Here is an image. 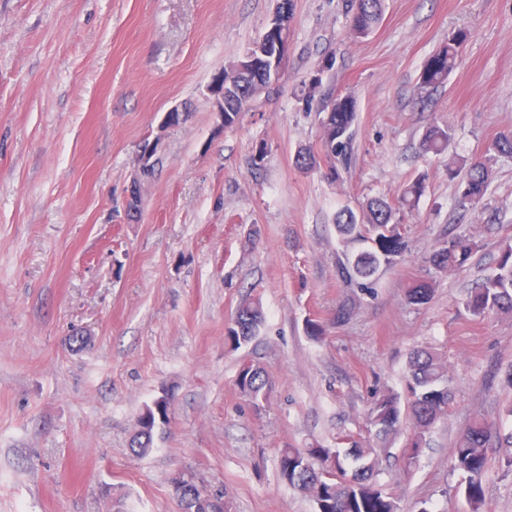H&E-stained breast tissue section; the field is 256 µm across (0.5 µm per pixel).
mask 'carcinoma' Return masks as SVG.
<instances>
[{
    "mask_svg": "<svg viewBox=\"0 0 512 512\" xmlns=\"http://www.w3.org/2000/svg\"><path fill=\"white\" fill-rule=\"evenodd\" d=\"M346 17L353 37H367L379 24L382 0H346ZM467 34L460 31L448 38L427 60L419 77L421 88L434 89L443 85L454 70L460 48ZM275 38L266 31L247 53L273 56ZM272 63L266 61L262 70L241 72L233 84L224 86V127L236 124L256 89L265 92L275 89ZM357 120V103L350 94L334 98L322 120V140L331 160L330 170L338 175V166L350 162ZM452 138V128L432 126L423 133L420 149L425 154L441 155ZM492 158L482 156L455 168H448L450 178L458 183L461 204H477L486 195L491 175ZM424 192V179L409 183L403 190L396 208L387 199H369L358 212L345 208L336 216V234L346 243L359 248L345 254L339 263L338 274L345 282L367 288L382 266L394 263L408 250L400 228L401 209L412 210ZM478 248L470 236L448 237L429 257L428 262L439 271L464 267ZM430 282L418 280L406 291L413 305H424L432 297ZM463 308L475 319L489 314L512 315V247L502 251L494 271L468 291ZM264 320L261 303L243 301L232 322L225 329V341L239 348L250 343L258 334ZM410 395L406 406L399 397L387 393L373 403L367 415L368 435L349 440L347 448H283L278 456L280 478L300 493H307L315 512H398L396 497L379 483L383 449L389 447L393 436L403 428L410 436L403 448L407 464L418 457L427 445V437L436 424L448 415L452 399V378L442 356L430 347L414 350L409 357L406 373ZM240 392L249 399L258 413L265 410L272 381L265 371L254 365L243 366L236 377ZM172 415L150 413L147 435L133 439L132 450L146 454L154 436L171 422ZM495 444H512V430L506 432L481 417L474 418L458 436L450 452L453 470L462 475L458 486L469 512H484L486 503L485 474L490 467L488 448Z\"/></svg>",
    "mask_w": 512,
    "mask_h": 512,
    "instance_id": "carcinoma-1",
    "label": "carcinoma"
}]
</instances>
